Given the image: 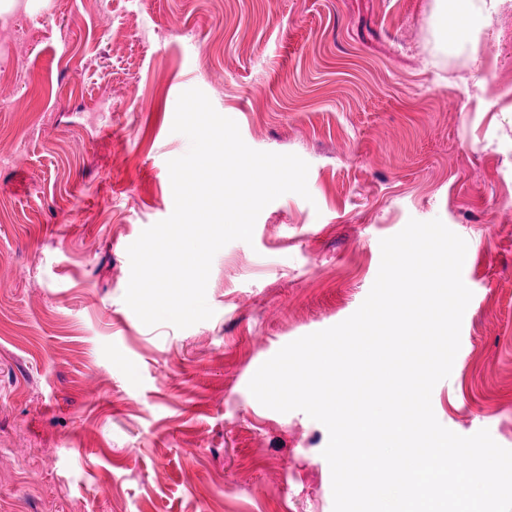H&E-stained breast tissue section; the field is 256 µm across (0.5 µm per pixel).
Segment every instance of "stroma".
<instances>
[{
	"label": "stroma",
	"mask_w": 512,
	"mask_h": 512,
	"mask_svg": "<svg viewBox=\"0 0 512 512\" xmlns=\"http://www.w3.org/2000/svg\"><path fill=\"white\" fill-rule=\"evenodd\" d=\"M440 0H16L0 12V512H333L326 427L248 383L367 297L409 219L467 243L438 421L512 449V6L477 49ZM489 77L476 88L475 71ZM310 198L213 258L214 315L144 325L128 246L173 210L179 95Z\"/></svg>",
	"instance_id": "1"
}]
</instances>
